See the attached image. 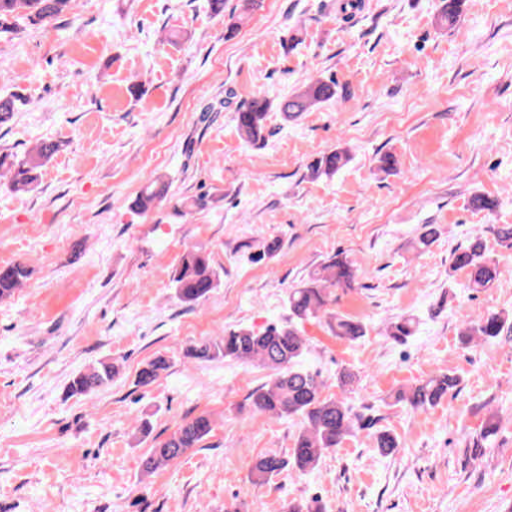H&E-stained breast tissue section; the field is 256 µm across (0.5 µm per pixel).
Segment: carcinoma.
<instances>
[{
  "label": "carcinoma",
  "mask_w": 512,
  "mask_h": 512,
  "mask_svg": "<svg viewBox=\"0 0 512 512\" xmlns=\"http://www.w3.org/2000/svg\"><path fill=\"white\" fill-rule=\"evenodd\" d=\"M74 0H0V38H14L21 32L20 22L35 25L56 18L72 8ZM262 0H239L231 12L237 22L229 30L249 18L261 6ZM467 0H440L438 19L445 25L454 24L464 12ZM338 96V86L332 77H318L295 90L288 97L273 103L265 97H255L241 104L234 112L235 128L246 142L257 144L265 140L267 120L272 110L295 117ZM61 143L45 140L25 155L0 153V179L7 180L10 190L29 191L36 176L34 172L45 166L60 151ZM350 161L349 150L338 147L323 153L308 166L314 179L332 177ZM168 182L160 178L148 180L135 200L133 210L147 214L153 205L167 199ZM463 271L466 287L474 292L485 291L500 277L499 266L488 255L483 234L474 233L464 247L453 252L450 272ZM31 270L21 262L0 267V300L7 299L25 283ZM177 299L193 306L205 299L219 284V274L208 253L190 250L181 260L173 279ZM356 273L352 264L341 254L330 257L310 271L302 284L288 291L286 306L288 321L270 324L262 331L237 327L224 331L221 339H202L186 350V356L199 361L220 358L239 363H257L269 372V380L247 398L249 411L275 419L297 418L301 429L294 438L293 448L286 456L270 452L260 457L252 467V475L266 482L287 468L301 474L314 469L329 451L341 447L346 438L363 427L362 417L345 398L327 393L329 385L318 371L303 366L308 353V338L303 324L328 317L327 325L337 337L350 342L366 336V325L332 310L338 301L336 291L354 289ZM512 316L487 312L461 320L459 336L466 344L475 340L496 339L508 332ZM416 318L401 317L389 323L386 336L399 343L415 335ZM168 367L159 357L146 364L137 375V385L151 386ZM117 371L110 363L92 366L75 374L68 391L72 396H90L109 385ZM458 385V379L446 374L400 390L394 403L406 404L411 409L426 410L437 404ZM214 421L211 415L201 413L186 418L165 440L156 443L141 461V473L151 475L162 467L177 462L191 448H200L211 435ZM379 454L390 456L398 448L395 436L388 431L376 433Z\"/></svg>",
  "instance_id": "1"
}]
</instances>
